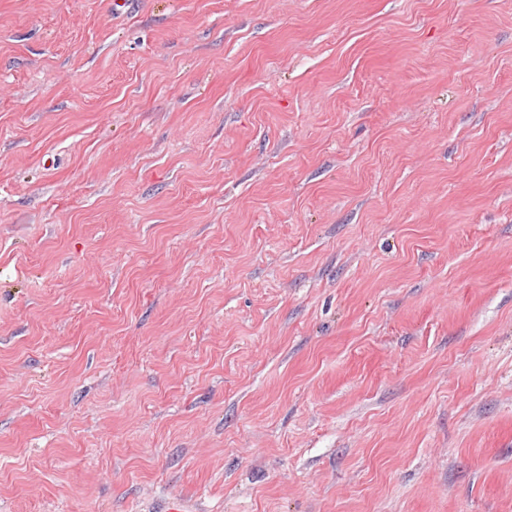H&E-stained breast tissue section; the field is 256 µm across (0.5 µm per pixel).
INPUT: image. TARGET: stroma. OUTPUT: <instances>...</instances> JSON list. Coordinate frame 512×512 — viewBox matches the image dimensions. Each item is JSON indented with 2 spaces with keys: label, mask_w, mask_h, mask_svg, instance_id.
<instances>
[{
  "label": "stroma",
  "mask_w": 512,
  "mask_h": 512,
  "mask_svg": "<svg viewBox=\"0 0 512 512\" xmlns=\"http://www.w3.org/2000/svg\"><path fill=\"white\" fill-rule=\"evenodd\" d=\"M512 512V0H0V512Z\"/></svg>",
  "instance_id": "35a3bbf8"
}]
</instances>
